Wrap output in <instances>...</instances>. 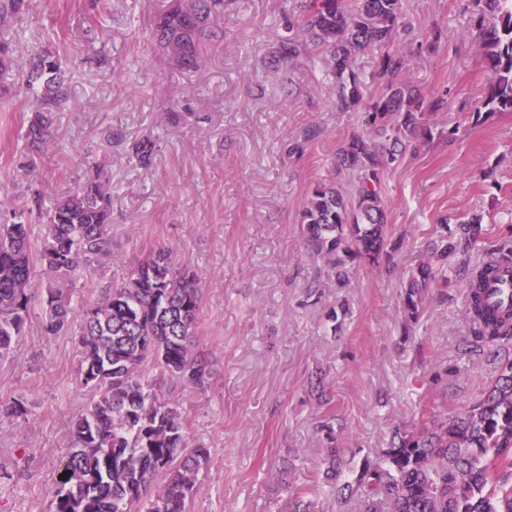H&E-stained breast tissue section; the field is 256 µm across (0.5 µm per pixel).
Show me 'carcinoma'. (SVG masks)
Segmentation results:
<instances>
[{
	"label": "carcinoma",
	"instance_id": "obj_1",
	"mask_svg": "<svg viewBox=\"0 0 512 512\" xmlns=\"http://www.w3.org/2000/svg\"><path fill=\"white\" fill-rule=\"evenodd\" d=\"M512 0H475L474 28L483 42L490 78L484 98L472 112L482 123L496 112H512ZM26 0H0V25L23 12ZM206 17L181 9L167 13L156 37L181 64L199 66L197 47ZM403 27L402 0H302L288 29L304 39L288 38L282 56L310 54L324 64L336 88V109L362 113L365 132L343 140L334 165L339 176L354 175L349 195L336 182L309 191L301 231L307 250L332 266L349 263L390 268L402 240L391 238L381 175L408 154L435 139L453 141L457 129L436 120L448 111V91L426 92L402 77L404 59L396 47ZM437 26L418 46L435 53L446 40ZM376 55L371 82L381 93L364 102L365 78L353 68L361 53ZM15 45L0 37V74L13 70ZM18 89L40 95L38 110L27 120L26 139L48 142L54 112L68 99L63 58L49 48L31 54L18 73ZM110 179L95 164L80 189L43 206L35 191L33 206L0 214V360L16 357L18 341L31 311L33 272L48 277L42 298L45 336L71 334L81 353L79 384L89 401L73 423L72 448L49 512H188L197 475L209 461V449L189 447L179 401L152 391L143 369L188 388H202L213 374L208 353L199 347L201 303L198 278L179 268L164 250L154 251L130 269L121 284L102 289L98 299L76 311L70 285L112 256ZM43 225L38 248L30 226ZM455 238L440 233L429 255L412 272L403 313L418 321L425 293L447 283L448 257ZM497 265L467 274L466 316L473 338L488 346L512 343V311L489 309L485 286ZM0 413L28 419L23 402L0 403ZM324 479L339 485L357 512H512V360L494 366L478 400L448 416L431 405L409 430L396 433L391 446L361 468L342 477L340 449L327 427ZM161 485L152 489L156 479Z\"/></svg>",
	"mask_w": 512,
	"mask_h": 512
}]
</instances>
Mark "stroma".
<instances>
[{
  "mask_svg": "<svg viewBox=\"0 0 512 512\" xmlns=\"http://www.w3.org/2000/svg\"><path fill=\"white\" fill-rule=\"evenodd\" d=\"M187 2L107 0L93 11L88 0H30L0 27L21 64L35 50L68 46L70 86L30 173L17 160L34 97L0 101V211L24 207L33 182L50 198L75 192L93 159L111 178L112 256L77 282L74 302L94 300L100 285L121 281L159 248L200 278L210 384L186 388L144 371L157 393L181 403L191 443L210 450L189 512H277L297 491L312 512H356L321 478V424L333 425L346 469H356L396 429L411 428L420 408L457 413L492 376L489 350L467 345L464 276L512 243V112L472 122L487 68L470 33L471 0H402L403 76L449 91L439 123L457 139L382 176L392 234L404 241L392 271L354 264L338 276L308 254L301 215L309 189L333 180L339 142L362 132L359 113L337 111L332 80L312 56L282 57L293 0H224L199 40L201 66L190 71L152 37L160 18ZM434 24L448 35L440 50L408 52ZM309 125L320 136L300 144ZM147 139L155 151L144 167L134 148ZM446 215L481 217L482 233L460 246L447 285L430 288L417 323L406 325L408 275ZM41 312L34 304L18 360L0 361V401L29 408L27 421L0 418V465L9 471L0 512H46L88 400L72 336L41 335Z\"/></svg>",
  "mask_w": 512,
  "mask_h": 512,
  "instance_id": "stroma-1",
  "label": "stroma"
}]
</instances>
